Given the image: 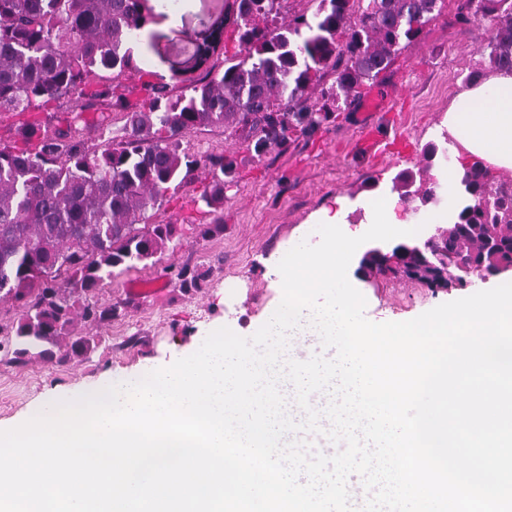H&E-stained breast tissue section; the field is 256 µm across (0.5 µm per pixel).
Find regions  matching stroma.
I'll use <instances>...</instances> for the list:
<instances>
[{"mask_svg": "<svg viewBox=\"0 0 512 512\" xmlns=\"http://www.w3.org/2000/svg\"><path fill=\"white\" fill-rule=\"evenodd\" d=\"M458 0H439V12L413 44L395 58L376 80L362 86L351 105L334 112L314 133L295 134L288 147L257 155L242 130L205 127L186 137L192 151L222 153L235 160L232 182L224 191V232L203 239L199 225L209 218L196 199L202 190L192 183L169 192L153 223L174 224L177 245L164 251L157 267H147L105 282L100 300L117 305L112 321L88 326L76 323V334L99 338L87 356L57 364L31 357L19 363L11 349L0 350V425L46 401L53 393L93 387L106 375L122 376L186 354L217 325L251 337L271 315L282 291L265 276L266 262L283 257L300 242L320 241L317 226L324 215L344 212L348 234H361L370 218V200L397 196L401 217L424 219L449 207L446 196L421 204L406 197L402 175L415 187H429L456 160L429 164L430 146L444 147L448 107L464 89V76L478 61L481 28L453 21ZM227 0H178L179 18L156 17L137 48L136 67L121 76L103 72L100 84L116 86L131 102H139L141 82H171L187 69L196 40ZM407 99L404 129L415 146L412 154L378 161L357 151L361 126L372 109L383 108L395 95ZM189 265L209 270L207 288L185 293L162 276L160 267ZM349 281L367 301L365 316L375 323L403 322L446 302L466 297L469 287L435 291L402 278L364 276L351 260ZM146 295L131 296V287Z\"/></svg>", "mask_w": 512, "mask_h": 512, "instance_id": "obj_1", "label": "stroma"}]
</instances>
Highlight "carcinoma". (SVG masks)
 <instances>
[{
	"instance_id": "cac0c4a2",
	"label": "carcinoma",
	"mask_w": 512,
	"mask_h": 512,
	"mask_svg": "<svg viewBox=\"0 0 512 512\" xmlns=\"http://www.w3.org/2000/svg\"><path fill=\"white\" fill-rule=\"evenodd\" d=\"M233 20L242 58L211 62L224 34L199 46L200 74L179 94L146 81L138 107L104 84L86 93L103 71L135 67L133 46L164 2L144 12L141 0H0V112H41L60 98L76 102L67 127L39 119L18 126L28 147H0V304L18 310L7 344L14 359L36 351L44 362L91 352L96 337L73 335L80 319L112 321L117 306L102 302L105 281L156 265L177 237L174 224L148 221L175 190L204 174L199 199L210 222L199 236L224 232V178L234 162L222 153L191 154L182 139L204 127L240 126L262 155L288 146L290 133L317 129L339 101H350L409 47L438 0H310L312 15L283 20L285 0H248ZM464 26L486 24L477 52L492 70L512 71V0H464ZM317 99H312L314 91ZM106 102L97 116L124 113L121 134L95 148L80 138L86 98ZM453 223L422 253L407 257L406 276L428 288L464 287L468 278L512 266V179L491 175L479 162L462 165ZM185 293L207 287L208 273L163 268ZM0 341V348L5 344Z\"/></svg>"
}]
</instances>
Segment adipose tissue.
I'll list each match as a JSON object with an SVG mask.
<instances>
[{"label": "adipose tissue", "instance_id": "1", "mask_svg": "<svg viewBox=\"0 0 512 512\" xmlns=\"http://www.w3.org/2000/svg\"><path fill=\"white\" fill-rule=\"evenodd\" d=\"M448 131L469 159L511 170L512 72H493L459 93L448 109Z\"/></svg>", "mask_w": 512, "mask_h": 512}]
</instances>
